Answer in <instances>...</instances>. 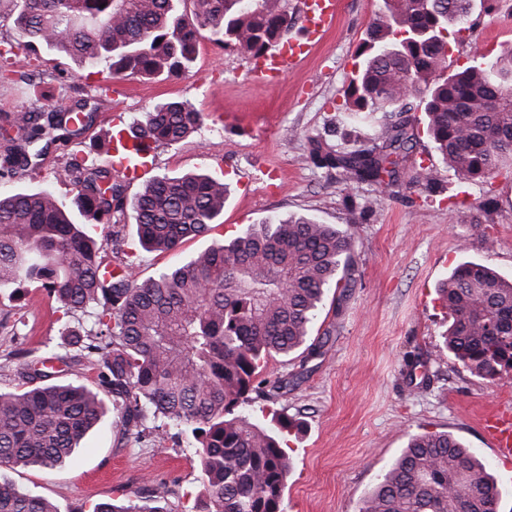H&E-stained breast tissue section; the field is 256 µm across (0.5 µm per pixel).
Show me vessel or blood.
<instances>
[{"instance_id": "b4317fda", "label": "vessel or blood", "mask_w": 512, "mask_h": 512, "mask_svg": "<svg viewBox=\"0 0 512 512\" xmlns=\"http://www.w3.org/2000/svg\"><path fill=\"white\" fill-rule=\"evenodd\" d=\"M307 34L305 41L289 44L287 50L261 59L255 69L257 78L268 80L293 70L305 58L309 43L318 41L336 24V0H308ZM111 164L114 170L129 178L144 175L151 166L148 141L134 138L125 130L112 137ZM480 425L487 435L495 454L503 459L512 458V410L495 408L485 412Z\"/></svg>"}]
</instances>
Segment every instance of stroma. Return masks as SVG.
<instances>
[{"instance_id":"1","label":"stroma","mask_w":512,"mask_h":512,"mask_svg":"<svg viewBox=\"0 0 512 512\" xmlns=\"http://www.w3.org/2000/svg\"><path fill=\"white\" fill-rule=\"evenodd\" d=\"M380 0H337L335 28L312 45L296 71L270 84L255 77L251 61L201 41L189 72L156 79L125 78L100 95L94 124L79 148L87 164L105 166V144L115 125L128 128L168 101H186L204 122L179 143L156 144L151 176L210 172L229 187L224 213L206 236L167 253L142 249L133 212L117 240L108 225L88 226L102 248L119 249L145 280L210 244L271 216H305L346 232L354 243L356 283L341 299L327 300L313 328L320 354L310 360L274 358L265 376L287 389L271 407L301 423L288 438L292 471L285 512H358L386 466L412 435L447 433L488 462L502 490L499 512H512V460L498 458L482 431L481 414L512 408V370L493 379L471 373L453 355L429 361L443 343L448 319L436 289L465 261L484 262L512 277V172L461 183L436 154L415 121L416 142L398 185L350 183L307 160L308 140L321 136L338 149L370 144L377 127H359L345 111V91L358 63ZM12 0H0V42L29 57L34 80H0V115L45 105L73 106L79 92L103 81L87 64L38 50L27 53L14 25ZM512 44V16L504 4L477 7L470 28L449 52L451 67L466 65L473 50L493 55ZM68 152L49 149L35 170L13 182L16 190L52 187L69 199L74 190L57 180ZM432 167L440 193L427 195L411 178ZM496 207L485 212L486 198ZM64 320L57 303L34 285L0 293V389L20 383L16 349L31 360L64 352ZM421 364L408 371L407 356ZM430 385H420V377ZM146 418L139 434L124 433L115 411L81 441L73 462L61 467L18 466L6 475L21 489L53 501L59 512H90L98 502L119 503L165 493L174 512L193 506L203 489L197 459L186 438L156 431Z\"/></svg>"}]
</instances>
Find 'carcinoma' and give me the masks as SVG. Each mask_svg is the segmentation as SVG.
<instances>
[{"mask_svg":"<svg viewBox=\"0 0 512 512\" xmlns=\"http://www.w3.org/2000/svg\"><path fill=\"white\" fill-rule=\"evenodd\" d=\"M278 0H21L15 25L33 51L45 48L112 78L155 79L190 70L207 38L248 58L281 42L292 24ZM472 0H381L346 90V110L364 121L381 114L370 146L339 151L310 143L307 160L353 183L398 181L395 157L413 148L406 100H418L433 149L465 181L512 168V49L474 50L448 71L450 31ZM95 119L80 99L69 111L0 117V183L37 165L49 145L79 140ZM204 122L182 101L144 115L134 137L176 144ZM59 179L69 202L49 189L0 193V292L37 283L64 315L80 311L90 328L66 329L76 354L23 360L22 383L0 389V468L55 467L72 459L112 397L125 432L146 413L193 439L202 497L192 512H284L292 463L285 450L300 422L268 410L255 423L246 408L270 402L283 381L259 379L270 359L319 355L311 339L328 290L346 293L356 271L351 237L304 216L268 218L138 282L131 263L96 247L86 224H118L126 207L150 251L169 252L206 235L224 212L228 187L207 174L156 177L126 203L112 167L73 156ZM450 321L436 358L449 352L472 373L494 379L512 370V278L481 263L459 265L438 286ZM95 370L91 388L56 381L54 363ZM502 490L486 462L448 433L409 441L362 500L359 512H498ZM0 512H58L0 473ZM92 512H172L164 495Z\"/></svg>","mask_w":512,"mask_h":512,"instance_id":"1","label":"carcinoma"}]
</instances>
